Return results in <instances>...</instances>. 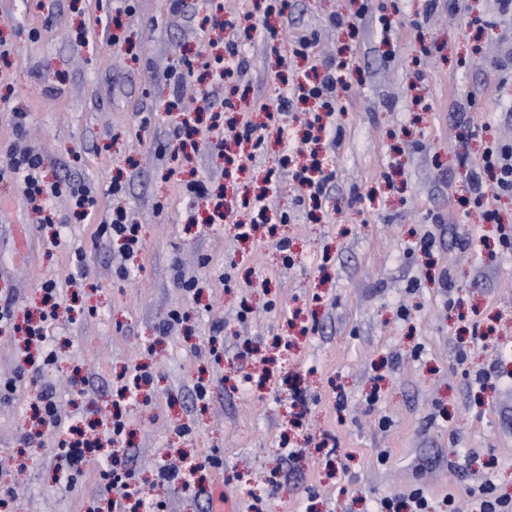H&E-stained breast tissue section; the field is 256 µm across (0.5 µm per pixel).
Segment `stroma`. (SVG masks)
Listing matches in <instances>:
<instances>
[{
  "label": "stroma",
  "mask_w": 512,
  "mask_h": 512,
  "mask_svg": "<svg viewBox=\"0 0 512 512\" xmlns=\"http://www.w3.org/2000/svg\"><path fill=\"white\" fill-rule=\"evenodd\" d=\"M185 2L175 13L170 0H0V299L24 324L51 279L59 306L43 328L56 357L37 376L21 335L0 327V383L17 381L0 399L5 512H104L100 473L114 457L163 512H211L219 489L232 512H374L418 488L431 512L450 496L475 512L469 491L488 473L512 497V251L500 243L512 196L493 202L498 225L466 201L485 143L512 142V13L498 0H291L267 18L256 0H224L227 26L214 30L206 0ZM299 35L318 61L344 45L352 56V91L322 119L335 178L315 206L279 165L300 141V105L272 126L260 110L303 81ZM233 40L248 62L234 84L189 79L175 94L172 69ZM206 94L264 129L230 176L210 147L226 118L202 112L198 149L172 154L166 106L200 110ZM15 143L40 154L47 182L86 186L98 213L124 209L140 249L99 239L63 195L42 227L7 168ZM270 168L272 209L288 215L273 236L207 223L208 199L186 189L204 180L229 204ZM428 234L434 247L420 250ZM467 237L476 248L457 246ZM143 366L152 387L119 402ZM48 387L61 426L33 453L30 405ZM118 407L126 435L114 444ZM75 425L104 444L79 468L55 451L59 429ZM181 456L205 466L189 489L161 477ZM456 458L466 471L450 468Z\"/></svg>",
  "instance_id": "35a3bbf8"
}]
</instances>
